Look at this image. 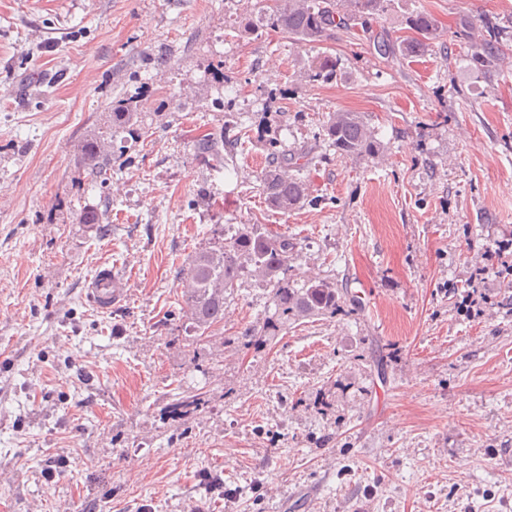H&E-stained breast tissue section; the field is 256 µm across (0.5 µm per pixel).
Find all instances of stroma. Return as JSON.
Segmentation results:
<instances>
[{
  "label": "stroma",
  "mask_w": 512,
  "mask_h": 512,
  "mask_svg": "<svg viewBox=\"0 0 512 512\" xmlns=\"http://www.w3.org/2000/svg\"><path fill=\"white\" fill-rule=\"evenodd\" d=\"M271 3L0 0V512H300L308 487L313 512H512V269L487 258L512 240V43L466 56L484 19L512 33V0H388L312 45L268 25ZM416 10L441 36L380 54ZM325 55L335 78L307 82ZM126 96L146 132L92 183L79 149ZM338 111L376 154L326 149ZM240 112L233 155L197 159ZM302 150L312 203L271 209L257 174ZM216 224L293 238L295 280L334 279L360 311L228 346L274 311L246 277L197 341L179 284ZM104 261L127 292L100 312L84 280ZM197 390L204 408L170 418ZM323 141L342 158L359 161L374 155L379 142L358 112H332L323 126Z\"/></svg>",
  "instance_id": "1"
}]
</instances>
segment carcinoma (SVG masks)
I'll list each match as a JSON object with an SVG mask.
<instances>
[{"mask_svg": "<svg viewBox=\"0 0 512 512\" xmlns=\"http://www.w3.org/2000/svg\"><path fill=\"white\" fill-rule=\"evenodd\" d=\"M386 0H275L268 13L269 24L297 44L320 43L338 29H347L355 21H365L378 14ZM413 36L399 43L403 56L425 51L430 41L439 37L438 21L425 11L407 18ZM487 37L476 45L471 57L491 66L498 59L500 45L508 34L495 24L486 26ZM336 75V60L318 57L305 75L310 81L330 80ZM123 135L124 141L143 136L138 123L134 99L122 98L112 104V135ZM323 141L328 149L342 158L359 161L379 150L376 132L358 112L338 111L329 115L323 126ZM237 144L228 135L219 138L204 134L195 139L197 157L219 160L223 151ZM80 163L88 174L107 180L111 169L103 158L98 139L84 142ZM310 163L307 155L287 161H271L257 176L259 190L267 205L283 213L300 209L310 202V189L301 171ZM214 237L198 247L183 270V312L197 333V339L224 321V293L243 277H252L272 287L274 313L262 325L246 330L243 335L224 340L244 347L262 349L288 327V322L348 313L356 300L336 282L315 278L297 286L292 274L296 243L285 234L272 232L258 224H245L231 238L224 231L213 230ZM206 404L203 394L181 396L171 402L170 413L183 417Z\"/></svg>", "mask_w": 512, "mask_h": 512, "instance_id": "obj_1", "label": "carcinoma"}]
</instances>
